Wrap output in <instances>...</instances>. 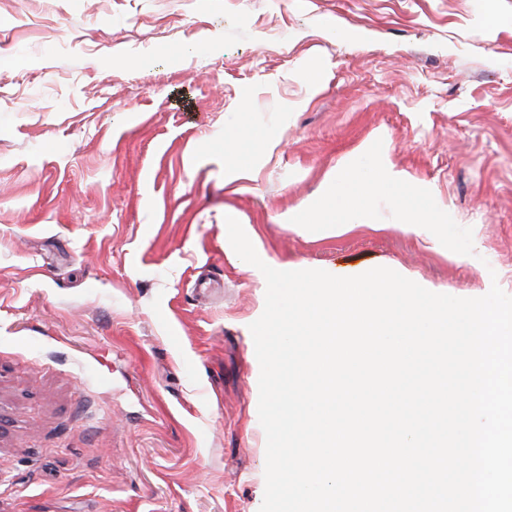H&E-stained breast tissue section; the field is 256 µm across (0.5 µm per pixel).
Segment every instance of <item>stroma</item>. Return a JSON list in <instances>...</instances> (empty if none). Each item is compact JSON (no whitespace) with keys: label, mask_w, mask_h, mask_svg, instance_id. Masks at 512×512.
Instances as JSON below:
<instances>
[{"label":"stroma","mask_w":512,"mask_h":512,"mask_svg":"<svg viewBox=\"0 0 512 512\" xmlns=\"http://www.w3.org/2000/svg\"><path fill=\"white\" fill-rule=\"evenodd\" d=\"M0 43V512H259L226 217L278 270L512 295V0H0ZM387 169L432 238L387 196L296 227ZM327 210L330 209L326 208L322 203L309 205L304 215L308 218L307 223L315 225L303 224L300 227H313L318 234L329 237L337 234L345 224H354L355 226L375 225L373 224L372 212L366 207L352 206L347 208L344 205L340 208L336 205V207H333L336 216L325 217L323 214Z\"/></svg>","instance_id":"stroma-1"}]
</instances>
